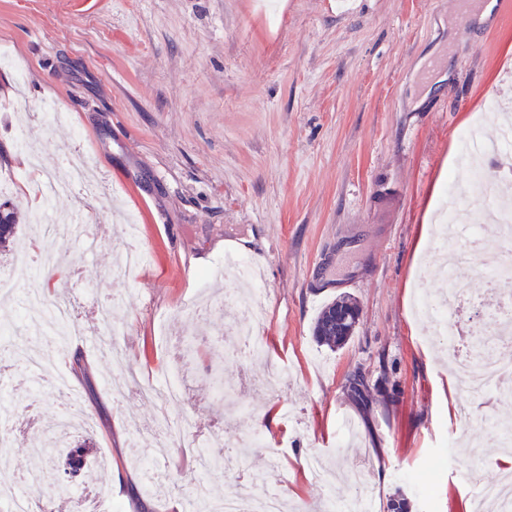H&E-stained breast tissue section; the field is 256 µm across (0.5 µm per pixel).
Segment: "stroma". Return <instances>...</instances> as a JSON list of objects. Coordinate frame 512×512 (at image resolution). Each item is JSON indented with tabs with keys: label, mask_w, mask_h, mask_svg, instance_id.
I'll return each instance as SVG.
<instances>
[{
	"label": "stroma",
	"mask_w": 512,
	"mask_h": 512,
	"mask_svg": "<svg viewBox=\"0 0 512 512\" xmlns=\"http://www.w3.org/2000/svg\"><path fill=\"white\" fill-rule=\"evenodd\" d=\"M453 0H0V170L19 169L20 140L33 142L45 174L62 178L67 160L88 161L92 187L81 205L58 198L60 215L79 213L97 242L42 238L30 184L9 195L31 258L57 253L71 267L53 293L72 299L80 335H26L22 292L44 288L43 267L19 287L0 289V402L37 419L34 434L0 456V480L16 481L34 462L39 437L68 408L50 380L14 356L15 343L56 352L88 424L68 447L91 443L100 462L79 471L57 512H84L83 489L105 487L122 512H189L198 478L224 494L228 477L276 471L289 508L318 512L347 499L353 473L374 489L377 512L412 481L411 512H472L475 489L495 476L507 449L476 442L469 414L512 424V406L494 394L469 397L449 386L453 368L418 294L443 286L428 211L454 208L460 225L487 239L485 198L449 197L465 182L460 135L477 114L497 136L492 102H512V0H497L482 27L451 24ZM26 79L17 82V70ZM446 69L449 79L434 81ZM66 123L46 125L42 102ZM127 211L140 230L141 265L116 280L126 237L113 218ZM247 255L264 275L267 317L262 359L242 363L227 307L198 319L193 304L238 287L214 279L224 254ZM355 297L360 317L342 348L318 344L323 305ZM110 309L115 340L138 371L128 381L104 358L98 313ZM194 354L176 358L184 336ZM193 401L176 409L184 432L156 449L151 423L161 409L145 387L175 370ZM366 373L369 406L346 384ZM222 372L229 390L208 385ZM221 426L241 454L233 471L201 474L197 443ZM153 459L140 466L136 448ZM323 460L314 480L307 457ZM164 473L148 482L146 469Z\"/></svg>",
	"instance_id": "obj_1"
}]
</instances>
